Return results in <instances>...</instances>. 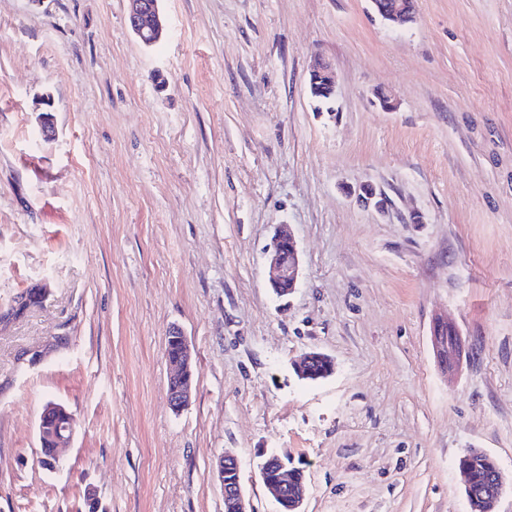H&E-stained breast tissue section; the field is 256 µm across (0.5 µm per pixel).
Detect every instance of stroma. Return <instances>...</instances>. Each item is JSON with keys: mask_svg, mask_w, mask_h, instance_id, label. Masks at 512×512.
Segmentation results:
<instances>
[{"mask_svg": "<svg viewBox=\"0 0 512 512\" xmlns=\"http://www.w3.org/2000/svg\"><path fill=\"white\" fill-rule=\"evenodd\" d=\"M160 10L148 47L127 0H0V306L50 284L0 334V512H87L89 489L105 512H224L223 455L275 512L271 452L302 463L304 512H469L468 449L512 480V0H416L402 28L371 0ZM368 183L388 213L355 202ZM282 228L300 257L284 300ZM174 330L193 355L178 411ZM312 350L335 369L300 380ZM49 401L77 421L54 470ZM310 80L308 82V89L310 95L315 97L319 92V84L328 87L334 92L336 84V75L334 70L327 64L316 62L310 70ZM270 284L277 297L290 295L297 284L300 273V260L297 244L290 234L278 233L271 246ZM284 283L288 288H280ZM168 340L178 350L173 357L167 356L170 366L168 396L171 406L180 410L188 405L193 385L192 355L186 337L179 331H173Z\"/></svg>", "mask_w": 512, "mask_h": 512, "instance_id": "obj_1", "label": "stroma"}]
</instances>
